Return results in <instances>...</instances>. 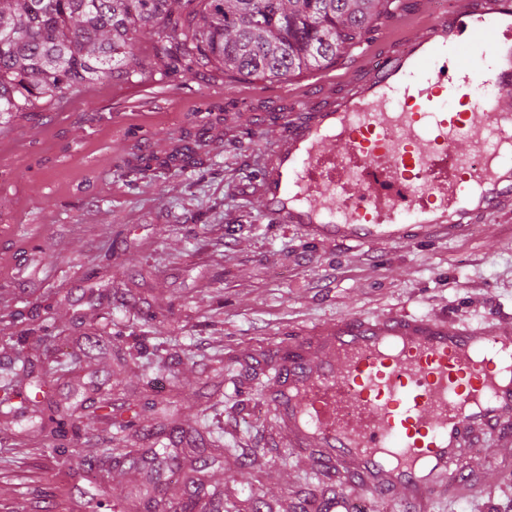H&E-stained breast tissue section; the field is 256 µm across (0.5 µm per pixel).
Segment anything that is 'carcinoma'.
I'll list each match as a JSON object with an SVG mask.
<instances>
[{
	"label": "carcinoma",
	"mask_w": 512,
	"mask_h": 512,
	"mask_svg": "<svg viewBox=\"0 0 512 512\" xmlns=\"http://www.w3.org/2000/svg\"><path fill=\"white\" fill-rule=\"evenodd\" d=\"M390 0H0V118L67 99L80 85L118 69L146 78L184 60L215 64L233 77L283 78L336 61L369 32ZM154 36V60L135 54ZM171 154L140 156L143 178L177 166ZM71 419L42 424L59 447Z\"/></svg>",
	"instance_id": "1"
}]
</instances>
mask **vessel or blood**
<instances>
[{
	"mask_svg": "<svg viewBox=\"0 0 512 512\" xmlns=\"http://www.w3.org/2000/svg\"><path fill=\"white\" fill-rule=\"evenodd\" d=\"M512 7L451 0L364 77L285 119L256 185L272 224L356 244L454 239L512 214ZM270 395L295 447L422 503L485 434L512 442V332L347 316L289 351Z\"/></svg>",
	"mask_w": 512,
	"mask_h": 512,
	"instance_id": "vessel-or-blood-1",
	"label": "vessel or blood"
}]
</instances>
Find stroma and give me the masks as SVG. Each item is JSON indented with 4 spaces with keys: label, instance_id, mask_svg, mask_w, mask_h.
Masks as SVG:
<instances>
[{
    "label": "stroma",
    "instance_id": "stroma-1",
    "mask_svg": "<svg viewBox=\"0 0 512 512\" xmlns=\"http://www.w3.org/2000/svg\"><path fill=\"white\" fill-rule=\"evenodd\" d=\"M396 0L329 66L415 34L449 0ZM317 70L234 79L196 66L83 85L0 124V512H330L353 488L290 442L268 399L282 350L344 315L512 330V215L401 244L316 241L271 224L257 159L278 115L319 106ZM184 168L136 178L173 151ZM71 408L58 450L22 404ZM160 402L166 415L146 408ZM172 449L151 499L155 451ZM203 492L189 506L199 460ZM424 512H512V446L486 440ZM138 163L134 165L133 170L142 178L149 177L156 168L160 166H177L181 162L177 154H171L166 158L160 159L155 156H140Z\"/></svg>",
    "mask_w": 512,
    "mask_h": 512
}]
</instances>
